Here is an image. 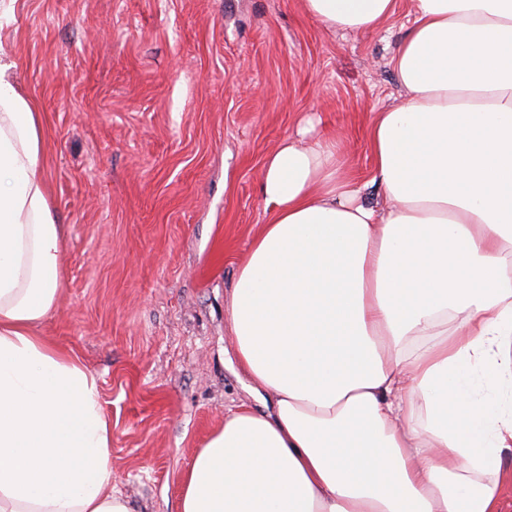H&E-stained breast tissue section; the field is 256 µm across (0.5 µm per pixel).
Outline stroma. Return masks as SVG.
I'll return each instance as SVG.
<instances>
[{"mask_svg": "<svg viewBox=\"0 0 512 512\" xmlns=\"http://www.w3.org/2000/svg\"><path fill=\"white\" fill-rule=\"evenodd\" d=\"M413 20V0L365 33L301 0H15L0 20L66 227L42 332L97 375L112 489L137 512H177L198 448L253 400L224 305L267 219L266 157L314 118L379 201L368 126L402 93Z\"/></svg>", "mask_w": 512, "mask_h": 512, "instance_id": "1", "label": "stroma"}]
</instances>
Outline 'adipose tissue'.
I'll return each instance as SVG.
<instances>
[{"mask_svg":"<svg viewBox=\"0 0 512 512\" xmlns=\"http://www.w3.org/2000/svg\"><path fill=\"white\" fill-rule=\"evenodd\" d=\"M413 3L404 94L369 126L381 202L312 120L265 160L226 304L264 407L225 413L179 512H500L512 486V0ZM302 4L368 32L396 0ZM15 67L0 51V512H134L96 376L41 332L65 229Z\"/></svg>","mask_w":512,"mask_h":512,"instance_id":"1","label":"adipose tissue"}]
</instances>
